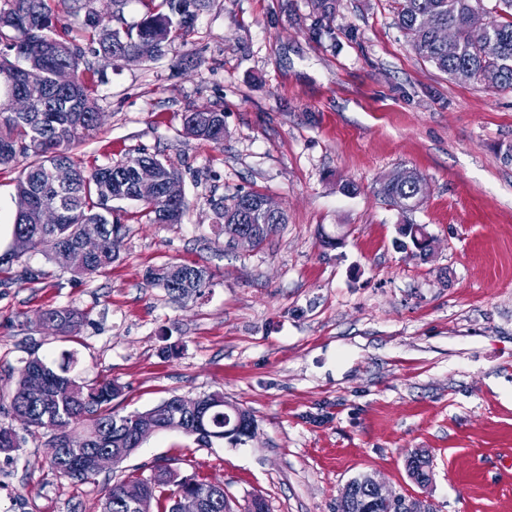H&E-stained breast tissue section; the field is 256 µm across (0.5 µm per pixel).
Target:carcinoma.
<instances>
[{
    "mask_svg": "<svg viewBox=\"0 0 512 512\" xmlns=\"http://www.w3.org/2000/svg\"><path fill=\"white\" fill-rule=\"evenodd\" d=\"M475 0H399L396 23L411 40L415 53L450 78L469 70L476 79L492 88H512V0H497L498 16L489 19L482 30L472 28L470 19L476 11ZM200 0H148L145 16L124 31L100 27L94 12L85 13L82 26L89 41L97 44L94 53L103 55L113 65L128 55L153 59L163 55L177 39H185L193 27ZM448 28L456 36L459 51L448 56V47L440 44L439 33ZM67 64L75 70V82L61 88L55 82V70ZM92 68L82 52L66 38V23L56 9V0H9V8L0 9V168L18 158L34 156L23 169L16 192L32 198V207L15 216L9 251L0 255V266L19 254L42 250L48 259L62 264L65 251L76 246L84 235L100 241L99 251L86 266L74 268L78 275L102 273L112 268L123 244V225L112 220V202H131L140 206L139 218L149 224H179L188 203L182 191L179 169L167 157L136 152L111 165L91 172L75 161L73 149L93 137L98 130L99 112ZM22 89L31 99V111L10 112L6 98ZM184 130L197 139L224 141V113L212 112L206 123L195 113L184 115ZM57 165L72 170V184L59 191L51 180ZM157 168L163 193L152 201L138 199L133 173L142 166ZM425 178L407 172L402 182L389 177L380 183L379 192L404 210L420 204V189ZM265 195L248 191L222 205L223 223L219 233L229 238L248 232L261 246L287 223L285 212L268 215L259 207ZM66 206L59 224L39 223V212L46 206ZM150 280L174 300L202 296L210 286L206 268L184 264H163L149 273ZM41 322L56 333L67 336L81 322L79 313L68 308H51L41 315ZM74 355L66 354L60 363L34 357L24 362L14 390L0 395V413L27 428L50 429L48 446L58 449L55 461L63 474L78 480L97 475L90 465L100 451L124 449L126 455L138 447L136 429L152 425L158 430L177 429L196 436L210 445L227 439L238 444L245 438L241 431L228 436L224 430L239 423H255L250 411L224 400L221 392L201 396L205 414L196 418L181 412L180 395L174 394L155 407L120 414L112 410V400L121 387L110 381L87 383L71 374ZM21 448V440L11 426L0 424V454ZM356 497L336 503V512H397L391 505L369 503L364 475L353 478ZM183 492L199 495L204 512H226L232 501L214 490V485L195 477L180 475L169 465L158 466L152 476L121 480L105 492L100 512H176L177 498Z\"/></svg>",
    "mask_w": 512,
    "mask_h": 512,
    "instance_id": "1",
    "label": "carcinoma"
}]
</instances>
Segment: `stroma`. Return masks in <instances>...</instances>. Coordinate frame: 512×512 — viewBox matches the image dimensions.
Wrapping results in <instances>:
<instances>
[{"label":"stroma","mask_w":512,"mask_h":512,"mask_svg":"<svg viewBox=\"0 0 512 512\" xmlns=\"http://www.w3.org/2000/svg\"><path fill=\"white\" fill-rule=\"evenodd\" d=\"M397 0H206L185 41L154 60L99 71L97 135L84 168L137 150L182 173L179 224L132 218L109 271L77 276L40 250L0 272V394L31 356L74 352V373L122 388L112 407L223 393L254 435L200 446L179 430L149 436L94 479L64 477L46 430L16 425L0 454V512H100L105 490L160 465L222 486L237 506L336 512L354 477L427 493L436 512H512V89L449 78L395 24ZM66 19L97 12L138 23L143 0H59ZM220 110L224 141L186 136L185 113ZM427 181L401 212L378 193L399 170ZM257 191L286 224L262 246L229 247L218 206ZM426 225V259L396 250L402 222ZM338 237L324 247L322 234ZM206 267L202 297L172 300L151 269ZM34 283H8L24 267ZM84 317L55 337L42 312ZM429 455L432 483L406 460Z\"/></svg>","instance_id":"1"}]
</instances>
